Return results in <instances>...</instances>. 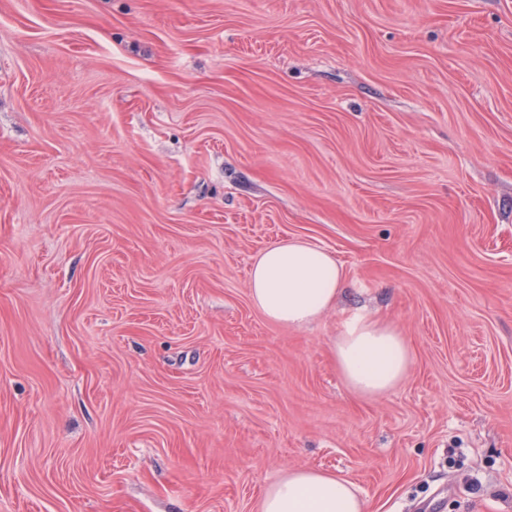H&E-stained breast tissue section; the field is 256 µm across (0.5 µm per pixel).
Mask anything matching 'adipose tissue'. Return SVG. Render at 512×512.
Wrapping results in <instances>:
<instances>
[{"label":"adipose tissue","mask_w":512,"mask_h":512,"mask_svg":"<svg viewBox=\"0 0 512 512\" xmlns=\"http://www.w3.org/2000/svg\"><path fill=\"white\" fill-rule=\"evenodd\" d=\"M344 278L343 268L318 245L277 242L256 256L249 294L273 323L303 326L335 305ZM330 351L346 386L364 397L391 391L411 362L407 342L395 326L360 314L344 321ZM259 512H369V507L344 477L303 467L289 469L265 490Z\"/></svg>","instance_id":"adipose-tissue-1"}]
</instances>
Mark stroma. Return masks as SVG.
<instances>
[{
    "instance_id": "1",
    "label": "stroma",
    "mask_w": 512,
    "mask_h": 512,
    "mask_svg": "<svg viewBox=\"0 0 512 512\" xmlns=\"http://www.w3.org/2000/svg\"><path fill=\"white\" fill-rule=\"evenodd\" d=\"M303 238L302 328L249 298ZM404 336L359 396L329 344ZM512 512V0H0V512ZM344 278L343 268L318 245L277 242L254 259L249 294L273 323L303 326L336 304ZM330 351L346 386L364 397L391 391L405 378L411 362L407 342L395 326L360 314L343 322ZM259 512H369L344 477L313 468H289L262 495Z\"/></svg>"
}]
</instances>
